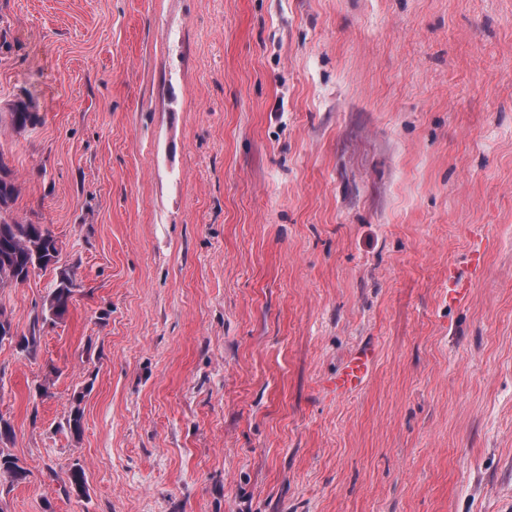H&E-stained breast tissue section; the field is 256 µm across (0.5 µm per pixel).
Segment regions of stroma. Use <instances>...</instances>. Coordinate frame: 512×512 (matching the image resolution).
<instances>
[{
	"mask_svg": "<svg viewBox=\"0 0 512 512\" xmlns=\"http://www.w3.org/2000/svg\"><path fill=\"white\" fill-rule=\"evenodd\" d=\"M24 95L62 253L0 304L77 288L0 346V512H512V0H0ZM77 287L74 279L69 274H64L58 280L56 287L49 293L41 306L40 313H38L33 322V327L29 336H21L18 340H14L13 336L17 333H10L12 323L6 311L0 306V345H3L5 340L9 343L15 344V349L20 354L33 355L38 347L40 340V329L38 328V336L36 327L41 322L42 326L46 323L55 324L62 320L69 311L73 293ZM8 335V338H6ZM375 360L372 348L363 347L351 355L332 384L337 394L347 393L358 387L369 373Z\"/></svg>",
	"mask_w": 512,
	"mask_h": 512,
	"instance_id": "35a3bbf8",
	"label": "stroma"
}]
</instances>
